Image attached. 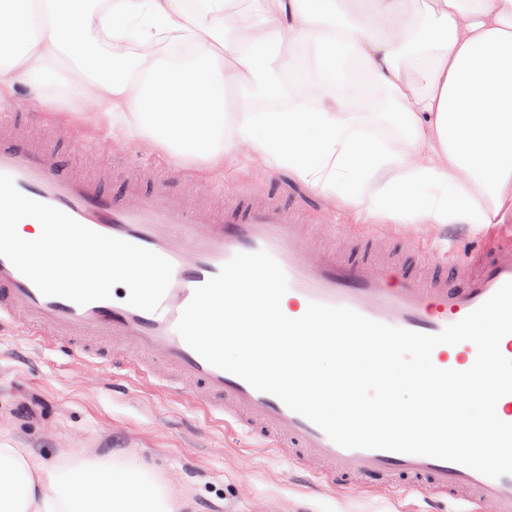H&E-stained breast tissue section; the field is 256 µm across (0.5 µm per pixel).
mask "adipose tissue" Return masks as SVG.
Here are the masks:
<instances>
[{"instance_id":"obj_1","label":"adipose tissue","mask_w":512,"mask_h":512,"mask_svg":"<svg viewBox=\"0 0 512 512\" xmlns=\"http://www.w3.org/2000/svg\"><path fill=\"white\" fill-rule=\"evenodd\" d=\"M0 0V87L104 113L177 159L249 146L336 203L396 224L502 223L512 208V0ZM100 25L117 48L85 38ZM126 50H119V43ZM188 45L174 62L170 51ZM327 92L310 101L308 74ZM250 86L269 103L230 108ZM385 91L384 103L365 97ZM138 456L54 463L0 443V512H184Z\"/></svg>"}]
</instances>
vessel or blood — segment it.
I'll use <instances>...</instances> for the list:
<instances>
[{"label":"vessel or blood","mask_w":512,"mask_h":512,"mask_svg":"<svg viewBox=\"0 0 512 512\" xmlns=\"http://www.w3.org/2000/svg\"><path fill=\"white\" fill-rule=\"evenodd\" d=\"M0 173L12 176L25 196L49 204L99 233L149 249L173 265L157 311L127 304L126 289L84 306L42 295L0 257V319L40 329L50 344L83 355L95 368L136 369L163 388L188 394L268 448L335 486L390 484L423 493L432 503L454 501L512 512V475L487 477L464 465L384 450L347 449L277 397L199 356L176 325L194 290L238 253L269 252L283 268L291 306L318 302L351 308L372 320L436 334L456 323L512 281V247L490 251L470 241L465 261L416 259L401 264L339 255L308 237L297 202L225 200L223 207L190 205L169 192L166 180L142 189L126 180L122 199L103 193L96 179L79 177L0 121ZM476 359L469 342L437 346L433 364L464 371Z\"/></svg>","instance_id":"vessel-or-blood-1"}]
</instances>
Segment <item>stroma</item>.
I'll return each instance as SVG.
<instances>
[{"label": "stroma", "instance_id": "35a3bbf8", "mask_svg": "<svg viewBox=\"0 0 512 512\" xmlns=\"http://www.w3.org/2000/svg\"><path fill=\"white\" fill-rule=\"evenodd\" d=\"M0 116L17 130L52 134L51 157L69 168L143 162L170 173L173 192L195 185L200 199L248 190L300 199L306 219L336 228L337 241L363 251L376 247L426 255L448 251V229L393 224L333 202L288 172L271 173L248 147L221 161H173L152 138L112 127L100 112H49L28 88L0 96ZM32 326L0 325V442L30 449L44 461L72 450L119 457L136 454L187 497L185 512H422L421 496L356 484L328 485L296 463L263 448L191 397L159 388L136 371L88 369L35 338Z\"/></svg>", "mask_w": 512, "mask_h": 512}]
</instances>
